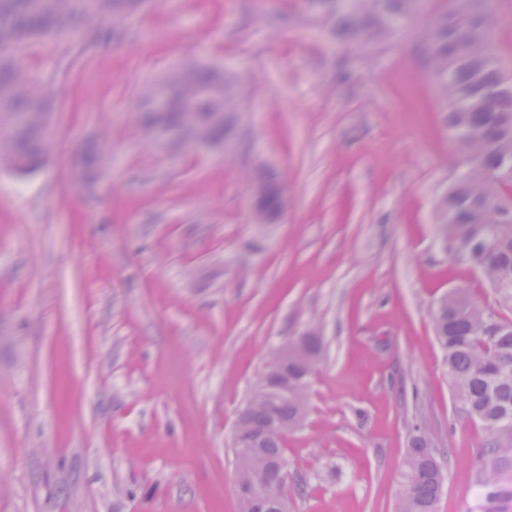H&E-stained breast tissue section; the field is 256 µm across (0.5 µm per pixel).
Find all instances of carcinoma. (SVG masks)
<instances>
[{"instance_id": "carcinoma-1", "label": "carcinoma", "mask_w": 512, "mask_h": 512, "mask_svg": "<svg viewBox=\"0 0 512 512\" xmlns=\"http://www.w3.org/2000/svg\"><path fill=\"white\" fill-rule=\"evenodd\" d=\"M321 13L338 37L361 49H379L400 36L421 16L417 28L436 95L444 102L443 123L456 143L462 165L440 198L438 223L454 253L481 268L493 284L512 277V211L498 210L487 187L512 191V89H502L493 35L492 0H448L425 15L426 0H346ZM143 0H0V163L29 173L45 159L50 138L51 91L39 86L18 63V51L30 42L48 39L69 44V59L55 75L65 79L91 47L109 43L115 25L137 12ZM108 17L114 27L90 41L77 38L81 22ZM224 77L217 71L173 69L154 82L141 99L148 127L179 135L184 114L197 112L207 120L206 138L224 139V119L213 112L224 105ZM161 91L162 110L152 99ZM512 287L495 306L462 308L455 295L434 305L435 336L445 352L448 381L455 402L481 419L488 439L477 452L475 478L479 488L469 512H512ZM303 368L288 364V385L270 383L260 375L246 407L248 422L240 441L256 448L261 460L281 456L272 421L293 422L305 413L310 383L297 386ZM424 438L408 449L414 464L405 467L402 512H438L435 472L423 454Z\"/></svg>"}]
</instances>
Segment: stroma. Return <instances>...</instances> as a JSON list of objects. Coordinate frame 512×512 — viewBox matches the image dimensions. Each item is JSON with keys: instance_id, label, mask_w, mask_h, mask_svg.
<instances>
[{"instance_id": "obj_1", "label": "stroma", "mask_w": 512, "mask_h": 512, "mask_svg": "<svg viewBox=\"0 0 512 512\" xmlns=\"http://www.w3.org/2000/svg\"><path fill=\"white\" fill-rule=\"evenodd\" d=\"M65 51L18 57L57 95L46 163L0 166V512H238L237 413L312 324L288 512H397L416 435L450 458L439 512H467L487 433L454 406L431 313L453 288L496 297L439 241L460 157L413 35L369 56L302 0H146L60 85ZM175 67L223 71V145L141 125ZM268 174L282 208L261 224Z\"/></svg>"}]
</instances>
